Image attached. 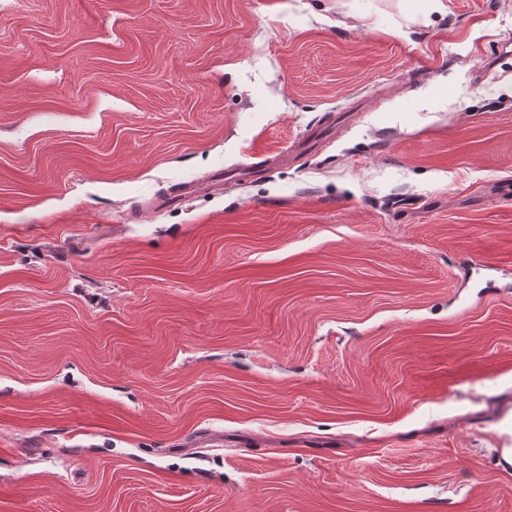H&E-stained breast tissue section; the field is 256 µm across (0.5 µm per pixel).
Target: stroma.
Listing matches in <instances>:
<instances>
[{"label":"stroma","instance_id":"stroma-1","mask_svg":"<svg viewBox=\"0 0 512 512\" xmlns=\"http://www.w3.org/2000/svg\"><path fill=\"white\" fill-rule=\"evenodd\" d=\"M0 512H512V0H0Z\"/></svg>","mask_w":512,"mask_h":512}]
</instances>
